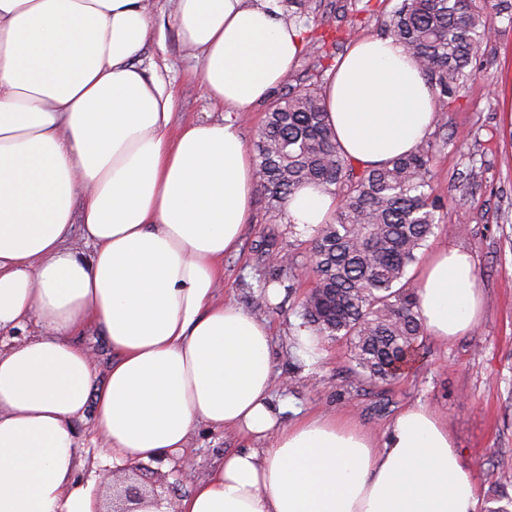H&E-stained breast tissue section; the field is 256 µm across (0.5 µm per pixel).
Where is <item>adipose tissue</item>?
Returning a JSON list of instances; mask_svg holds the SVG:
<instances>
[{
    "label": "adipose tissue",
    "mask_w": 512,
    "mask_h": 512,
    "mask_svg": "<svg viewBox=\"0 0 512 512\" xmlns=\"http://www.w3.org/2000/svg\"><path fill=\"white\" fill-rule=\"evenodd\" d=\"M275 3L178 0L180 43L215 106L265 103L302 53L303 28ZM153 20L149 0H0V512H100L78 476L88 421L117 466L182 450L202 426L249 440L178 512H477V481L427 407L402 410L380 442L346 419L283 420L270 332L217 288L255 165L235 123L176 125L172 86L138 60ZM325 93L361 167L408 154L435 118L389 38L352 40ZM335 209L316 186L286 203L306 232ZM417 294L442 341L482 312L457 248L428 259ZM90 328L114 354L103 375L78 341Z\"/></svg>",
    "instance_id": "adipose-tissue-1"
}]
</instances>
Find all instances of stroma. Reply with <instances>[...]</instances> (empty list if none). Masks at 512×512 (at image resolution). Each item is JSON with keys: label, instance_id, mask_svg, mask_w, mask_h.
<instances>
[{"label": "stroma", "instance_id": "stroma-1", "mask_svg": "<svg viewBox=\"0 0 512 512\" xmlns=\"http://www.w3.org/2000/svg\"><path fill=\"white\" fill-rule=\"evenodd\" d=\"M396 2L370 0L375 13L364 21L356 0H311L310 6L320 28L340 31L331 49L338 57L351 37L384 35ZM487 23L492 35L477 51L475 76L445 111L435 114L436 124L448 128V145L434 158L433 186L449 201L441 213V229L427 247L431 253L444 247L471 253L484 296L481 320L471 333L449 342L426 337L419 361L386 390L349 387L343 346L322 336L310 353L298 351L292 342L300 323L297 303L312 286L311 274L300 271L293 288H280L274 301L261 287L272 280L276 265L257 254L256 243L276 235L284 255L289 245L308 241L309 236L268 223L259 195L239 243L224 255L221 284L225 299L270 329L274 400L284 407L287 421L336 415L352 419L379 440L401 410L426 406L447 425L471 467L479 488V512H486L491 493L501 483L500 457H512V19L492 13ZM139 60L145 66L160 63L177 98L176 122L229 116L248 150H255L267 105L243 116L214 107L204 94L199 69L179 46L174 22L153 32ZM473 170L482 174L480 185L467 179ZM242 445L233 431L202 427L188 448L161 462H145L140 475L156 485L172 508L189 491L177 472L183 459H192L201 477L225 452Z\"/></svg>", "mask_w": 512, "mask_h": 512}]
</instances>
